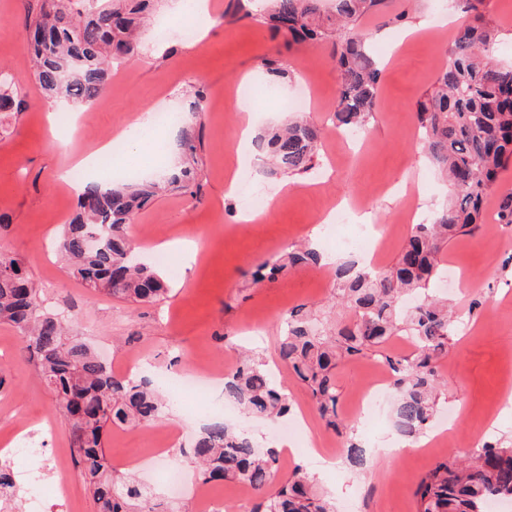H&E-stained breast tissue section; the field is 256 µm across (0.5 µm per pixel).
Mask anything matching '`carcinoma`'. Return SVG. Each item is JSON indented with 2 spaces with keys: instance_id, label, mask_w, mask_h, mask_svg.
<instances>
[{
  "instance_id": "1",
  "label": "carcinoma",
  "mask_w": 512,
  "mask_h": 512,
  "mask_svg": "<svg viewBox=\"0 0 512 512\" xmlns=\"http://www.w3.org/2000/svg\"><path fill=\"white\" fill-rule=\"evenodd\" d=\"M148 0H42L25 45L43 91L67 107L95 102L112 79V68L137 51L134 15ZM260 15L296 42L328 41L339 73L338 128H365L375 112L381 70L367 50L361 20L386 0H336V17L321 14L322 0H269ZM485 0H466L476 24L455 39L448 65L417 102L416 117L428 161L453 189L450 204L406 237L395 264L375 271L353 258L336 262V304L351 317L326 325L305 306L280 324L279 358L310 391L326 426L345 437L342 458L360 474L368 468L366 445L354 424L338 417L335 370L339 361L363 354L392 336H410L411 357H385L393 378L394 425L414 441L430 426L442 395L436 361L458 334L459 314L429 294L448 241L475 233L484 200L512 161V67L491 62L496 29L483 19ZM321 131L295 119L260 139L266 170L309 174L317 167ZM171 182L197 173L194 146ZM158 183L113 186L85 182L77 213L64 225L59 253L65 272L93 290L136 303H152L169 291L160 273L136 256L128 234L134 215L156 195ZM321 255L309 245L265 260L253 279L275 278L287 268L316 267ZM0 322L12 325L23 351L68 419L76 464L85 474L98 512H152L151 491L133 476L115 477L102 447L104 428L143 426L173 415L171 402L147 379L112 374L87 344L66 333L64 318L48 310L40 289L15 256L0 251ZM224 394L249 418L286 416L289 402L265 364L246 357L224 382ZM201 481L231 479L255 488L250 512H336L335 501L315 488L314 478L293 467L278 486V455L251 434L223 421L203 428L190 451ZM18 490L13 471L0 467V496ZM414 495L419 512H486L491 499H512V438L484 441L468 462L453 457L421 476Z\"/></svg>"
}]
</instances>
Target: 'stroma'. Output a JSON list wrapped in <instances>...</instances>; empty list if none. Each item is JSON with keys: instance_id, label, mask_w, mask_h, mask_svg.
<instances>
[{"instance_id": "35a3bbf8", "label": "stroma", "mask_w": 512, "mask_h": 512, "mask_svg": "<svg viewBox=\"0 0 512 512\" xmlns=\"http://www.w3.org/2000/svg\"><path fill=\"white\" fill-rule=\"evenodd\" d=\"M390 2L392 11L362 22L381 64V86L373 120L350 140L340 137L332 121L338 75L330 44H291L250 18L225 17L229 0H210L219 23L202 41L187 44L174 36L160 53L152 30H145L137 54L113 71L107 91L93 105L78 108L77 124L62 119L49 126L47 115L57 106L40 88L23 48V34L41 0H0V68L12 76L24 101L21 111L0 112V218L8 224L0 232V247L24 259L46 297L73 306V335L111 355L114 373H122L134 360L151 376L192 373L199 358L207 356L228 375L240 352L252 349L262 354L314 438L343 444V437L325 427L307 388L287 365L278 363L275 352L277 322L288 309L315 305L335 316L332 267L291 270L254 286L248 279L261 261L310 240L325 209L334 205L361 207L348 235L383 239L381 259L392 265L412 229L411 213L430 216L450 199V186L422 153L416 110L471 16L463 0ZM399 12L405 15L400 22L395 19ZM483 14L499 28L495 62L512 64V0H486ZM266 60L275 61L283 74L276 96L260 94L247 102L259 132L289 118L286 101L307 92L305 114L324 130L321 168L319 174L299 176L296 187L286 192L281 189L283 177L256 175L255 188H275L274 204L263 223L242 224L240 200L227 195L225 185L256 157L236 151L237 90L245 74L251 84H263ZM149 108L181 112L182 121L162 133L164 140L173 141L172 153L143 154L140 162L153 171L179 164L181 145L188 139L196 147L198 176L190 189L170 185L156 194L135 215L130 237L147 261L161 242L198 239L202 246L192 264L181 250H174L179 270L166 275V299L132 305L90 293L62 270L55 245L75 212L76 193L56 178L66 155L52 131L76 126L71 147L86 149L114 139L130 117ZM503 191H512V165L501 175L499 192L487 198L480 229L452 239L442 252L444 267L457 279L440 282L439 291L451 294L463 310L471 299L483 301L472 317L473 330L456 336L438 361L447 394L431 430L445 432L447 447L390 459L376 454L360 475L336 463L316 485L333 495L338 512H417V480L440 461L468 455V448L457 445L458 436L484 441L512 436V412L500 410V364L512 351V226L498 221ZM383 368L380 355L372 354L345 360L336 369L338 412L354 422L356 436L371 448L392 434V416L386 412L370 421L357 419V402ZM46 417L53 420L54 434L36 436L41 454L33 464L49 485L66 484L67 495L49 497L44 512L72 507L97 512L79 466L69 464L63 474L51 470L54 448L71 443L70 426L22 356L16 330L0 323V436ZM219 417L202 401L191 423L179 412L174 419L140 428L111 425L103 436L105 455L117 472L134 475L156 499L169 501L174 496L156 468L154 451L167 445L190 448L201 422Z\"/></svg>"}]
</instances>
